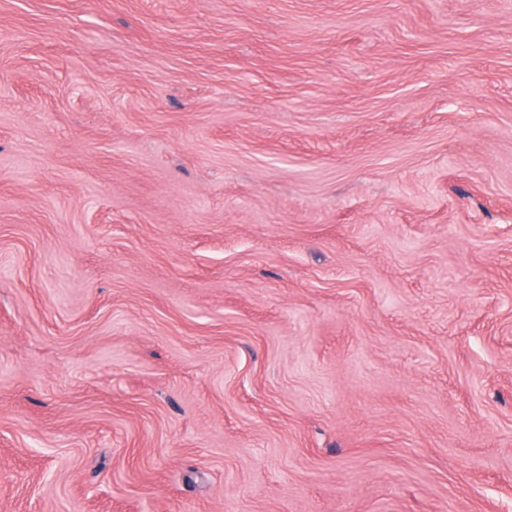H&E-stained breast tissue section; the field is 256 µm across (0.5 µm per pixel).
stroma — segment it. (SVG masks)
I'll use <instances>...</instances> for the list:
<instances>
[{
  "label": "stroma",
  "instance_id": "stroma-1",
  "mask_svg": "<svg viewBox=\"0 0 512 512\" xmlns=\"http://www.w3.org/2000/svg\"><path fill=\"white\" fill-rule=\"evenodd\" d=\"M512 512V0H0V512Z\"/></svg>",
  "mask_w": 512,
  "mask_h": 512
}]
</instances>
